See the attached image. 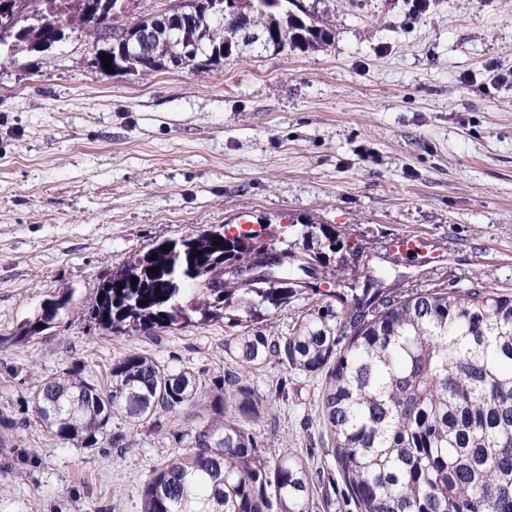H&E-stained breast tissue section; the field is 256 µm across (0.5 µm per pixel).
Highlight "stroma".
I'll return each instance as SVG.
<instances>
[{
	"label": "stroma",
	"mask_w": 512,
	"mask_h": 512,
	"mask_svg": "<svg viewBox=\"0 0 512 512\" xmlns=\"http://www.w3.org/2000/svg\"><path fill=\"white\" fill-rule=\"evenodd\" d=\"M329 45L245 53L214 69L101 75L78 28L51 50L0 63V335L152 245L224 224L269 225L274 243L320 253V276L268 317L156 338L102 337L71 314L49 339L0 346V409L72 365L106 382L128 352L208 382L237 370L238 329L288 336L342 315L366 271L407 294L477 281L512 294V0H304ZM316 226L307 236V226ZM336 234L322 251L323 229ZM267 408L251 424L264 459L311 468L309 512H356L334 467L321 377L275 359L249 369ZM112 418L121 448L89 451L36 418L0 448V512H141L139 489L176 455L173 435Z\"/></svg>",
	"instance_id": "stroma-1"
}]
</instances>
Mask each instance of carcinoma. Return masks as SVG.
Returning a JSON list of instances; mask_svg holds the SVG:
<instances>
[{
	"label": "carcinoma",
	"instance_id": "cac0c4a2",
	"mask_svg": "<svg viewBox=\"0 0 512 512\" xmlns=\"http://www.w3.org/2000/svg\"><path fill=\"white\" fill-rule=\"evenodd\" d=\"M17 12L22 37L0 38V56L20 44L41 43L55 30L76 25L98 45L95 67L150 73L169 67L155 59L164 43L178 66H218L238 51L242 30L224 16L225 0H200L194 25L170 36L162 14L130 23L123 11L88 0H61L53 14L44 0H26ZM249 25L267 37L266 50L314 49L333 30L305 12L298 0H252ZM153 31L154 41L137 40ZM267 227L232 233L224 225L178 240H164L106 274L83 311L105 336H158L174 327L254 318L288 303L292 286L318 277L310 263L283 266L278 278L247 285L216 283L215 267L256 266L274 247ZM170 250L165 252L162 246ZM157 258H151V255ZM159 268V273L148 269ZM137 284H132L133 278ZM74 290L44 300L0 343L45 337L75 311ZM345 344L325 317L305 320L290 336L260 331L230 336L225 352L249 368L276 357L292 369L323 373L321 416L331 456L358 512H512V295L479 282L466 287L394 295L363 291L347 306ZM238 416L227 418V405ZM197 409L203 425L174 434L181 452L153 470L141 486V512H309L310 467L298 455L260 458L247 428L266 409L243 372H229L213 387L188 368H169L132 351L112 363L101 385L74 365L40 380L26 401L56 438L79 448H99L120 413L134 424ZM25 419L0 411V447Z\"/></svg>",
	"mask_w": 512,
	"mask_h": 512
}]
</instances>
